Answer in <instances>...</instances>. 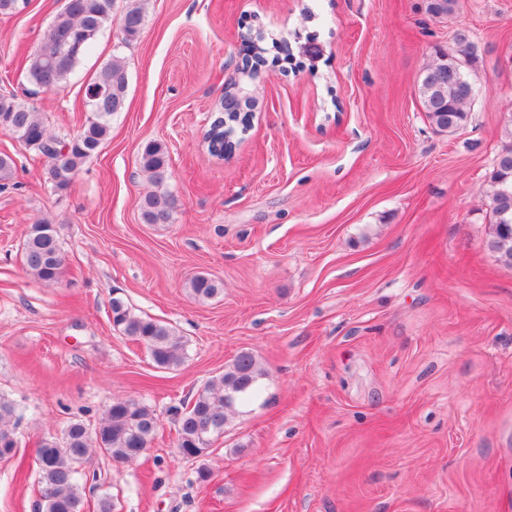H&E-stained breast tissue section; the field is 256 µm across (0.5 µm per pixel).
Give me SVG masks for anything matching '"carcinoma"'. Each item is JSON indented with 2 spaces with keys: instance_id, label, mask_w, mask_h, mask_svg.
Instances as JSON below:
<instances>
[{
  "instance_id": "carcinoma-1",
  "label": "carcinoma",
  "mask_w": 512,
  "mask_h": 512,
  "mask_svg": "<svg viewBox=\"0 0 512 512\" xmlns=\"http://www.w3.org/2000/svg\"><path fill=\"white\" fill-rule=\"evenodd\" d=\"M145 0H126L124 9L115 12L116 0H64L40 45L26 60L25 80L34 91L53 92L64 87L75 67L93 48L98 38L112 25L120 26L125 40L138 38L145 23ZM459 0H426V9L434 18L456 12ZM456 50L439 51L422 72L418 96L428 121L441 132L454 133L466 125L472 98L466 88L472 86L467 73L458 78H440L460 64L474 66L475 46L462 30L454 35ZM127 87V64L112 56L83 91L89 112L85 123L73 136L53 135L37 116L27 99L15 94L0 95V131L46 158L45 183L52 192H62L72 183L85 161L108 138L112 116L121 111ZM105 97L94 104L91 89ZM248 129V120L224 114L214 119L208 130V150L222 157L235 148L234 137ZM139 166L156 190L146 194L141 203L142 219L147 224H169L176 209L173 193L163 189L170 168L165 146L150 141L143 147ZM488 195L493 212L492 251L512 265V146L497 154L489 176ZM24 265L35 279L45 284L60 281L64 253L55 225L39 219L28 226L24 243ZM189 288L200 301L223 293L220 281L199 273L189 281ZM112 323L123 335L143 345L153 363L165 369L177 368L187 358V341L166 323L132 313L126 302L114 297L110 302ZM263 372L254 356L242 352L224 368V373L209 380L189 404L174 407L177 425L176 448L186 458L207 452L214 437L224 433L228 415L236 406L253 398L260 389ZM23 418L18 405L0 396V460L17 453L16 428ZM158 428V418L145 403L116 399L106 408L98 423L91 427L72 421L62 437L49 436L39 441L37 460L41 499L39 512H82L80 489L89 478L84 464L90 452L100 449L116 464L131 463L149 448Z\"/></svg>"
}]
</instances>
